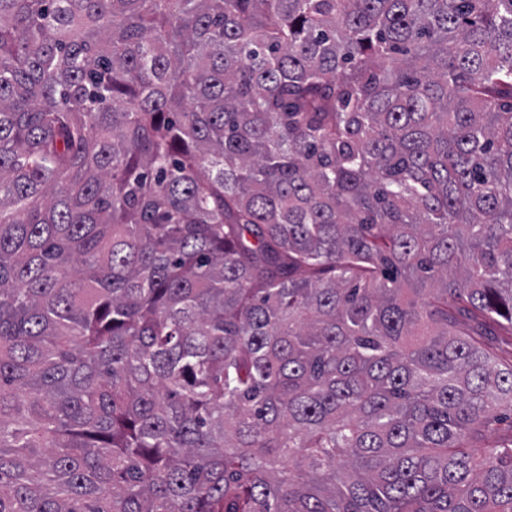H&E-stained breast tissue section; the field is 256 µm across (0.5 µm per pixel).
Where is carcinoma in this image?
I'll return each mask as SVG.
<instances>
[{
    "instance_id": "cac0c4a2",
    "label": "carcinoma",
    "mask_w": 512,
    "mask_h": 512,
    "mask_svg": "<svg viewBox=\"0 0 512 512\" xmlns=\"http://www.w3.org/2000/svg\"><path fill=\"white\" fill-rule=\"evenodd\" d=\"M512 0H0V512H512Z\"/></svg>"
}]
</instances>
